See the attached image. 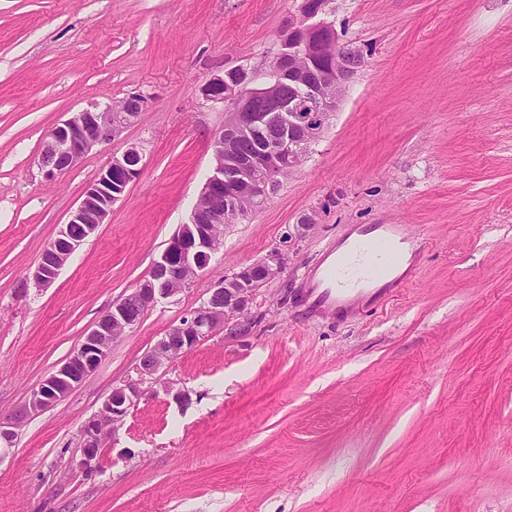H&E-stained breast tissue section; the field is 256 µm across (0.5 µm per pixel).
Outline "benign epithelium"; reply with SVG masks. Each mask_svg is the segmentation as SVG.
Wrapping results in <instances>:
<instances>
[{"instance_id": "7a95c632", "label": "benign epithelium", "mask_w": 512, "mask_h": 512, "mask_svg": "<svg viewBox=\"0 0 512 512\" xmlns=\"http://www.w3.org/2000/svg\"><path fill=\"white\" fill-rule=\"evenodd\" d=\"M329 50L336 51L335 66L313 68L303 79L296 75L299 62L311 63ZM362 63L360 48L341 41L334 24L327 20L326 0H302L299 13L284 26L279 52L266 66L243 69L247 78L242 82H229L220 74L208 79L201 88L204 101L225 104L231 112L230 120L213 135L214 165L197 203L224 192L226 183L234 186L231 201L239 196L254 202L270 197L277 171L282 168L294 171L302 164ZM257 98L263 100L260 109L254 106ZM146 106L144 97L139 102V111H144ZM137 112H126L123 104L114 103L72 113L47 134L40 153L45 176L53 178L70 170L93 147L111 143ZM252 132L262 135V140L249 145L245 137ZM141 161L140 151L132 146L122 155L111 157L100 169L97 179L71 211L68 224L42 251L31 272L36 287L50 286L83 245L84 238L69 235L68 225L82 224L85 238L93 235L109 216L112 206L139 177ZM223 222L224 213L219 209L214 208L205 215L197 208L191 211L188 222L180 226L154 261L148 278L134 289L133 296L141 312L160 299L179 294L192 278L207 268L222 244L215 229ZM283 267L284 258L273 253L224 276V281L210 289L199 307L144 352L135 367L136 377L113 387L100 411L83 424L79 466L95 468L105 429L117 428L146 397L161 390L178 404L187 402V391L163 379L168 365L229 321H234L237 327L244 326L256 289L276 278ZM137 324L126 299L114 302L59 369L46 376L12 413L0 415V459L10 452L18 431L31 417L76 390L106 357L112 343Z\"/></svg>"}]
</instances>
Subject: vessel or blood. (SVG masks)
I'll list each match as a JSON object with an SVG mask.
<instances>
[{"mask_svg": "<svg viewBox=\"0 0 512 512\" xmlns=\"http://www.w3.org/2000/svg\"><path fill=\"white\" fill-rule=\"evenodd\" d=\"M415 240L401 224H358L322 254L307 275L311 308L340 314L356 303L380 300L389 288L407 282Z\"/></svg>", "mask_w": 512, "mask_h": 512, "instance_id": "vessel-or-blood-1", "label": "vessel or blood"}]
</instances>
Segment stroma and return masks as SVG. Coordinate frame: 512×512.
Here are the masks:
<instances>
[{
    "instance_id": "35a3bbf8",
    "label": "stroma",
    "mask_w": 512,
    "mask_h": 512,
    "mask_svg": "<svg viewBox=\"0 0 512 512\" xmlns=\"http://www.w3.org/2000/svg\"><path fill=\"white\" fill-rule=\"evenodd\" d=\"M301 0H0V414L136 288L187 222L224 108L212 75L258 66ZM365 63L320 141L225 225L208 268L159 300L0 460V512H512V0H328ZM146 96L137 119L45 179L69 113ZM141 174L47 288L26 285L100 168ZM311 218L301 229L303 218ZM354 224H404L418 264L377 306L311 314L303 276ZM281 254L250 323L166 370L164 393L78 465L80 430L140 356L237 266Z\"/></svg>"
}]
</instances>
